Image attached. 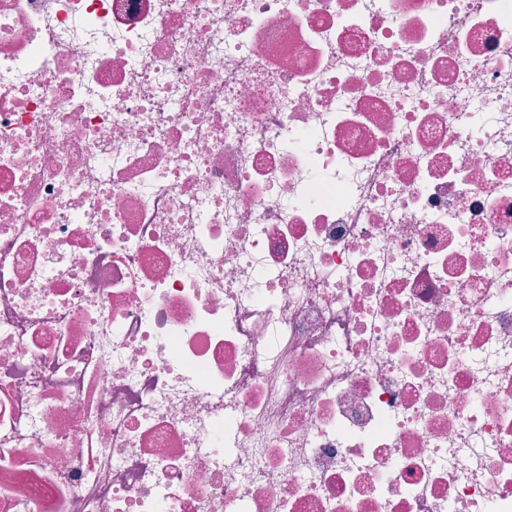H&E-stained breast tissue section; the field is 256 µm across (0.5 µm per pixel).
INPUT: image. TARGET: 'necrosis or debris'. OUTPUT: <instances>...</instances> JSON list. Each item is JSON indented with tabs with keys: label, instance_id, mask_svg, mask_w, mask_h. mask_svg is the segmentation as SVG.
I'll return each instance as SVG.
<instances>
[{
	"label": "necrosis or debris",
	"instance_id": "obj_1",
	"mask_svg": "<svg viewBox=\"0 0 512 512\" xmlns=\"http://www.w3.org/2000/svg\"><path fill=\"white\" fill-rule=\"evenodd\" d=\"M0 512H512V0H0Z\"/></svg>",
	"mask_w": 512,
	"mask_h": 512
}]
</instances>
